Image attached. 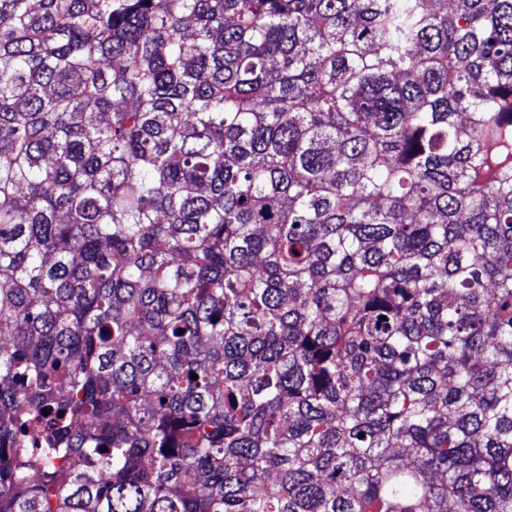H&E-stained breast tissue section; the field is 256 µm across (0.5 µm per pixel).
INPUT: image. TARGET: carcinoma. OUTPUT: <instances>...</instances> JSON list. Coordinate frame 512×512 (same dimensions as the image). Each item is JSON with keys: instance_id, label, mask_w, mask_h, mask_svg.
I'll return each instance as SVG.
<instances>
[{"instance_id": "cac0c4a2", "label": "carcinoma", "mask_w": 512, "mask_h": 512, "mask_svg": "<svg viewBox=\"0 0 512 512\" xmlns=\"http://www.w3.org/2000/svg\"><path fill=\"white\" fill-rule=\"evenodd\" d=\"M451 4L0 0V512H512V0Z\"/></svg>"}]
</instances>
